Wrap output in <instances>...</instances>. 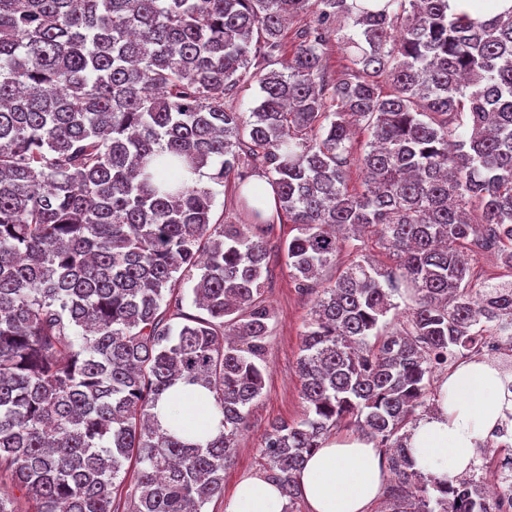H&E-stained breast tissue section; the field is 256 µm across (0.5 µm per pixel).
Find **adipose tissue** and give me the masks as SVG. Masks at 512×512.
I'll return each mask as SVG.
<instances>
[{
	"label": "adipose tissue",
	"mask_w": 512,
	"mask_h": 512,
	"mask_svg": "<svg viewBox=\"0 0 512 512\" xmlns=\"http://www.w3.org/2000/svg\"><path fill=\"white\" fill-rule=\"evenodd\" d=\"M192 386L176 383L154 410L162 428H171L175 410L198 423L193 440L206 442L220 433V416L211 396L192 399ZM512 414V392L487 364H466L444 380L431 411L412 429L408 446L415 467L439 483L464 474L472 450L489 430ZM386 467L378 449L363 437L329 441L312 454L297 474L310 512H368L381 494ZM286 500L264 477L242 480L224 512H285Z\"/></svg>",
	"instance_id": "ef3b65f1"
}]
</instances>
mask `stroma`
<instances>
[{
    "label": "stroma",
    "instance_id": "stroma-1",
    "mask_svg": "<svg viewBox=\"0 0 512 512\" xmlns=\"http://www.w3.org/2000/svg\"><path fill=\"white\" fill-rule=\"evenodd\" d=\"M295 233L294 225L283 214L273 219L267 229L269 279L265 298L273 317L269 322L264 388L249 410L248 426L224 470V491L205 504L204 512H224L238 483L262 474L261 450L272 424L299 421L304 413L297 359L311 317L312 300L297 292L281 250L283 242Z\"/></svg>",
    "mask_w": 512,
    "mask_h": 512
}]
</instances>
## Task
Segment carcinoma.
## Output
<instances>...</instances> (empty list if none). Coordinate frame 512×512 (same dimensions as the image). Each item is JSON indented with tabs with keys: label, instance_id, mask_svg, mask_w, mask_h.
<instances>
[{
	"label": "carcinoma",
	"instance_id": "cac0c4a2",
	"mask_svg": "<svg viewBox=\"0 0 512 512\" xmlns=\"http://www.w3.org/2000/svg\"><path fill=\"white\" fill-rule=\"evenodd\" d=\"M0 0V473L32 512H202L262 393L271 309L268 217L296 226L284 254L313 294L298 372L304 417L275 423L264 478L295 475L343 424L396 478L390 512H456L420 485L401 430L430 398L432 363L512 328V282L472 285L471 247L512 268V7L482 0ZM292 60L280 70L291 17ZM352 25L354 34L342 33ZM349 66L328 83L324 49ZM257 81L244 116L224 96ZM371 141L349 189L350 125ZM234 187L249 224H213ZM373 228L395 266L353 261L315 287L336 231ZM193 282L204 315L182 313ZM406 285L401 330L375 333ZM181 319L174 326L171 321ZM222 414L202 444L151 410L176 381Z\"/></svg>",
	"mask_w": 512,
	"mask_h": 512
}]
</instances>
